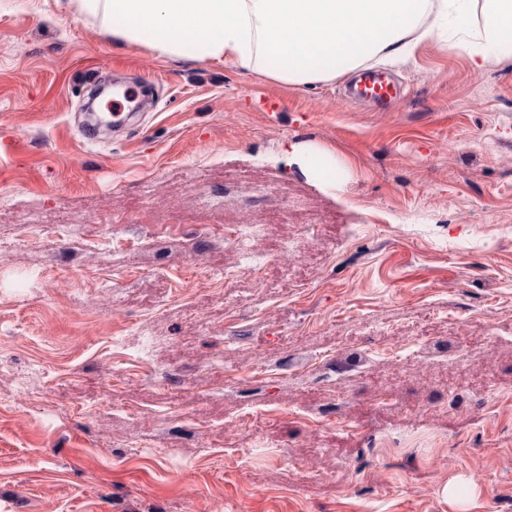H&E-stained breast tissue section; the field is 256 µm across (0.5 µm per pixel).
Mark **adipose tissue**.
I'll return each instance as SVG.
<instances>
[{"label":"adipose tissue","mask_w":512,"mask_h":512,"mask_svg":"<svg viewBox=\"0 0 512 512\" xmlns=\"http://www.w3.org/2000/svg\"><path fill=\"white\" fill-rule=\"evenodd\" d=\"M472 28L463 0H71L128 45L164 57L224 61L296 85L336 78L456 27L482 70L512 46V0H484Z\"/></svg>","instance_id":"obj_1"}]
</instances>
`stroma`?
I'll return each mask as SVG.
<instances>
[{
  "label": "stroma",
  "instance_id": "obj_1",
  "mask_svg": "<svg viewBox=\"0 0 512 512\" xmlns=\"http://www.w3.org/2000/svg\"><path fill=\"white\" fill-rule=\"evenodd\" d=\"M469 51L371 112L0 0V512H512V48ZM110 77L153 104L88 137Z\"/></svg>",
  "mask_w": 512,
  "mask_h": 512
}]
</instances>
